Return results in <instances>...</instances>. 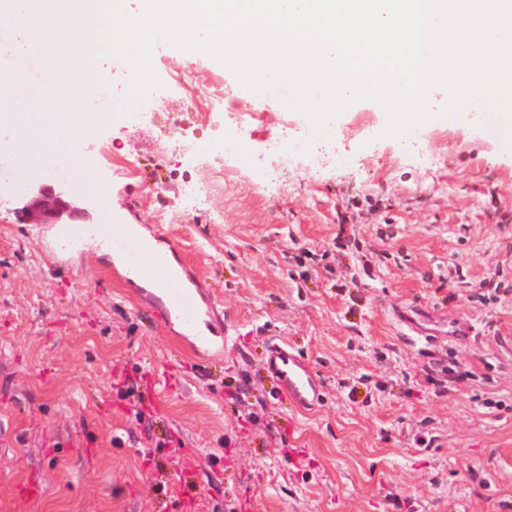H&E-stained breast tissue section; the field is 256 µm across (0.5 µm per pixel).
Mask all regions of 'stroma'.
<instances>
[{
    "mask_svg": "<svg viewBox=\"0 0 512 512\" xmlns=\"http://www.w3.org/2000/svg\"><path fill=\"white\" fill-rule=\"evenodd\" d=\"M187 63L190 91L169 80ZM152 65L161 86L136 117L86 140L95 178L123 219L164 223L236 329L222 363L180 356L108 256L80 247L54 264L28 195L0 181V512H179L155 481L174 437L198 458L199 512H512V295L469 300L512 276V158L466 123L420 128L425 155L402 154L364 99L336 118L347 163L312 171L302 153L263 180L242 167L191 208L185 184L223 165L204 147L225 113L247 116L252 153L307 122L211 58ZM219 87L224 109L208 111ZM30 182L99 223L98 197L58 165ZM396 305L424 338L399 333ZM270 341L310 365L317 409L273 390ZM150 385L159 411L135 418L130 396ZM31 477L41 495L19 499Z\"/></svg>",
    "mask_w": 512,
    "mask_h": 512,
    "instance_id": "stroma-1",
    "label": "stroma"
}]
</instances>
